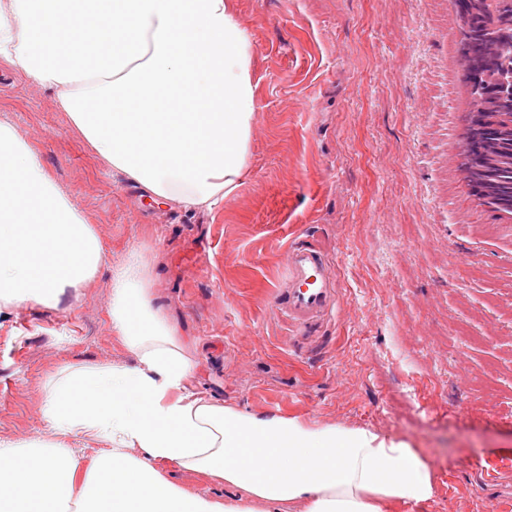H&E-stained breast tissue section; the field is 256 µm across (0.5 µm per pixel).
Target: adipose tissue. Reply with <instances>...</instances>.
I'll list each match as a JSON object with an SVG mask.
<instances>
[{
	"label": "adipose tissue",
	"mask_w": 512,
	"mask_h": 512,
	"mask_svg": "<svg viewBox=\"0 0 512 512\" xmlns=\"http://www.w3.org/2000/svg\"><path fill=\"white\" fill-rule=\"evenodd\" d=\"M0 62L56 91L94 152L189 212L240 186L255 116L252 45L232 0H0ZM102 242L0 118V314L85 287ZM127 364H62L42 416L104 442L81 466L60 442L0 441V512H392L431 499L422 456L339 424L259 416L189 389L194 363L140 255L112 275ZM174 465L232 488L218 502L171 483Z\"/></svg>",
	"instance_id": "adipose-tissue-1"
}]
</instances>
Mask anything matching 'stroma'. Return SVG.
I'll return each instance as SVG.
<instances>
[{
	"label": "stroma",
	"instance_id": "35a3bbf8",
	"mask_svg": "<svg viewBox=\"0 0 512 512\" xmlns=\"http://www.w3.org/2000/svg\"><path fill=\"white\" fill-rule=\"evenodd\" d=\"M255 119L239 189L213 212L159 205L112 171L55 91L0 62V114L98 233L96 277L0 318V438L52 437L61 363L122 364L114 267L141 254L198 391L258 415L409 443L435 494L397 512H512V214L457 159L471 104L455 0H234ZM338 302L297 341L273 305L295 243Z\"/></svg>",
	"mask_w": 512,
	"mask_h": 512
}]
</instances>
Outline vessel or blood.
Instances as JSON below:
<instances>
[{
  "label": "vessel or blood",
  "mask_w": 512,
  "mask_h": 512,
  "mask_svg": "<svg viewBox=\"0 0 512 512\" xmlns=\"http://www.w3.org/2000/svg\"><path fill=\"white\" fill-rule=\"evenodd\" d=\"M286 268L287 281L274 297L275 306L292 324L309 327L336 304L324 255L310 244L290 246Z\"/></svg>",
  "instance_id": "vessel-or-blood-1"
}]
</instances>
